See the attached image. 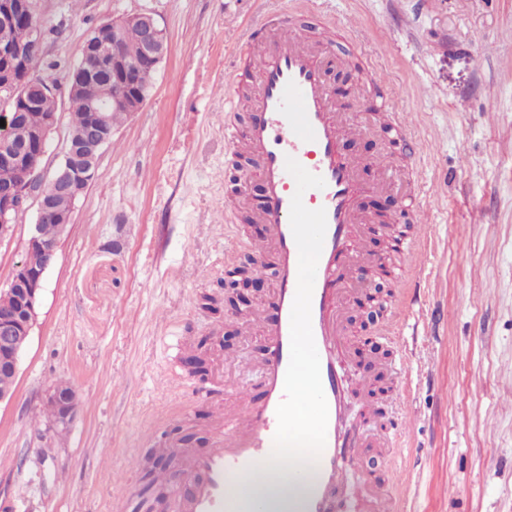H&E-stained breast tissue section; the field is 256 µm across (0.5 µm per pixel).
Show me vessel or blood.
I'll return each instance as SVG.
<instances>
[{"instance_id":"b4317fda","label":"vessel or blood","mask_w":512,"mask_h":512,"mask_svg":"<svg viewBox=\"0 0 512 512\" xmlns=\"http://www.w3.org/2000/svg\"><path fill=\"white\" fill-rule=\"evenodd\" d=\"M252 32L255 39L271 42L254 68L252 119L242 127L225 124L224 141L232 153L257 160L242 170L240 183L255 180L263 187L254 219L265 233L254 255L260 262L274 258V318L267 324L263 310L252 314L263 324V357L242 365L262 398L254 404L245 388L225 390L236 405L225 410L210 448L192 457L180 475L165 474L161 480L171 487V512H238L227 488L229 475L259 482L270 468L284 465L291 480L315 477L295 512H361L356 500L336 495L357 465L364 434L347 419L348 339L338 315L348 285L363 267L378 263L367 249L370 219L359 199L391 190L393 164L390 155L379 156L374 162L379 179L365 183L361 160L343 154L341 146L368 123L406 144L413 141L412 128L398 112L394 92L382 98L368 122L340 110L326 80L334 60L332 27L313 41L294 14L281 13L264 16ZM392 242L408 257V272L419 271L426 258L422 240L396 236ZM302 357L311 376L307 427L291 414Z\"/></svg>"}]
</instances>
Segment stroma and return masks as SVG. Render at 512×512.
Segmentation results:
<instances>
[{
    "instance_id": "35a3bbf8",
    "label": "stroma",
    "mask_w": 512,
    "mask_h": 512,
    "mask_svg": "<svg viewBox=\"0 0 512 512\" xmlns=\"http://www.w3.org/2000/svg\"><path fill=\"white\" fill-rule=\"evenodd\" d=\"M38 72L57 85L58 125L43 164L63 157L70 103L67 74L89 28L142 10L168 37L147 103L115 127L97 175L78 199L43 282L36 322L11 402L0 405V512H130L147 483V452L177 440L186 459L206 451L222 394L201 382L236 377V359L259 362L249 312L268 306L274 260L266 258L246 314L235 311L232 268L252 263L263 236L247 202L224 214L240 172L224 145V122L248 121L252 67L240 48L248 24L292 10L303 33L331 46L342 109L378 103L369 68L401 89L421 141L415 161L392 147L395 176L417 171L435 197L422 236L426 263L402 289L403 258L384 236L369 249L386 258L368 335L392 369L371 418L397 420L410 389L414 423L395 462L406 481L389 488L402 512H512V0H39ZM237 72L241 96L224 101ZM467 226L457 236V226ZM245 240L224 259V234ZM405 316L394 322L399 301ZM78 399L69 429L43 412L51 386Z\"/></svg>"
}]
</instances>
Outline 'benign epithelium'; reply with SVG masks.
Instances as JSON below:
<instances>
[{"mask_svg":"<svg viewBox=\"0 0 512 512\" xmlns=\"http://www.w3.org/2000/svg\"><path fill=\"white\" fill-rule=\"evenodd\" d=\"M38 13L37 0H0V97L26 105L30 102L32 88L26 82V74L33 67L32 45L41 43L38 29L31 27L26 40L14 41L9 33L18 23L33 19ZM127 20L139 24L144 43V58L153 68H158L164 59L167 47L166 31L154 13L143 10ZM124 21L112 22V30L96 32L82 47V65L75 71V84L87 88L93 82L86 76L96 70L112 74V99H102L92 104V118L86 133L66 139L62 161L51 171L32 169L21 184L0 188V243L9 241L15 234L20 216L26 211L28 200L36 204L35 223L30 225L29 236L24 246L21 261L15 266L8 286L0 289V373L17 376L42 291L43 276L54 263L58 243L43 239L40 224L54 221L61 233H66L71 224L73 210L63 211L59 198L75 203L94 180L98 160L108 146L111 132L106 122V108L134 104L141 108L146 101L140 99L139 65L124 59L117 46L119 30ZM5 126L0 127V163L28 166L31 158L45 156L51 135L57 124L52 117L39 131L31 134L22 144L15 142L13 118L9 113L0 114ZM48 181L55 191L46 194L40 185ZM48 407L55 410L49 416L53 428H68L76 416V393L70 389L61 391L55 387L48 391Z\"/></svg>","mask_w":512,"mask_h":512,"instance_id":"benign-epithelium-1","label":"benign epithelium"}]
</instances>
